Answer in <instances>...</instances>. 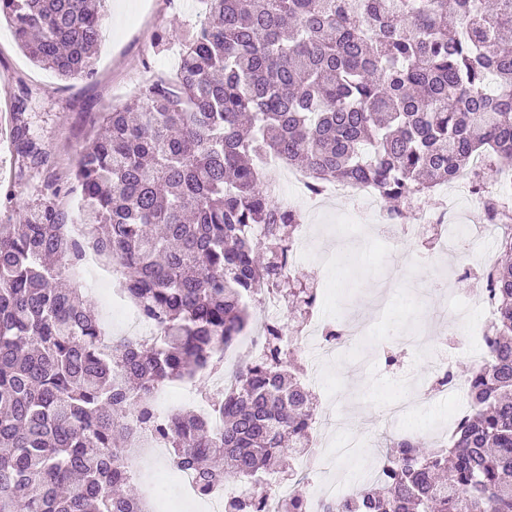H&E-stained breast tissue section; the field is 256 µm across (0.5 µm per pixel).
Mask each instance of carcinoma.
<instances>
[{"label": "carcinoma", "instance_id": "obj_1", "mask_svg": "<svg viewBox=\"0 0 512 512\" xmlns=\"http://www.w3.org/2000/svg\"><path fill=\"white\" fill-rule=\"evenodd\" d=\"M204 19L180 63L112 106L83 147L70 193L86 234L44 184L35 219L0 224V512H145L125 493L131 422L173 379L203 378L251 326L245 303L272 289L307 311L315 290L284 289L300 217L278 209L255 165L274 154L326 183L366 182L403 208L473 174L491 219L512 168V0H201ZM37 65L94 75L101 0H0V21ZM13 106L18 168L48 154ZM99 248L156 336L116 344L76 278ZM496 315L493 356L464 379L470 406L447 445L386 444V474L322 512H512V263L482 270ZM267 355L239 368L213 411L175 415L169 467H190L204 492L242 488L224 512H263L277 457H297L316 423L313 393L287 369L284 331L265 327Z\"/></svg>", "mask_w": 512, "mask_h": 512}]
</instances>
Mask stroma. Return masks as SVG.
Segmentation results:
<instances>
[{
    "mask_svg": "<svg viewBox=\"0 0 512 512\" xmlns=\"http://www.w3.org/2000/svg\"><path fill=\"white\" fill-rule=\"evenodd\" d=\"M103 12L100 53L89 78L64 79L36 65L21 51L11 28L0 26V123L7 122L17 98H25L29 134L49 155L47 167L19 169L9 133L0 130V181L10 182L13 193L9 199L0 195V224H16L34 213L49 179L63 190L59 204H70L68 190L78 151L99 133L102 113L137 95L151 76L175 72L178 46L202 16L203 6L201 0H104ZM164 29L169 30V39L156 43V34ZM349 206L342 198H324L317 212L306 213V223L316 227L315 247L334 245L338 252L331 265L304 259L295 270L304 283L318 290L324 316L342 321L357 313L367 321V335L325 366L328 389L315 392L318 409L334 406L339 411L332 445L350 441L354 449L335 457L328 469L314 472L312 478L354 485L363 468L395 436L382 412L384 405L406 393L411 378L427 377L429 366L427 355L411 353L400 356L398 366L387 370L374 359L362 371L353 372L351 361L366 358L370 349L384 342L390 350H398L399 337L408 330L429 331L434 346L444 340L445 332L433 316V303L417 295L432 275L423 263L425 241L405 242L399 255H388L386 246L373 240L375 217L369 212L359 221L356 234L370 241V249L337 245L334 220ZM456 413L455 400H431L405 424L431 448L442 420Z\"/></svg>",
    "mask_w": 512,
    "mask_h": 512,
    "instance_id": "35a3bbf8",
    "label": "stroma"
}]
</instances>
